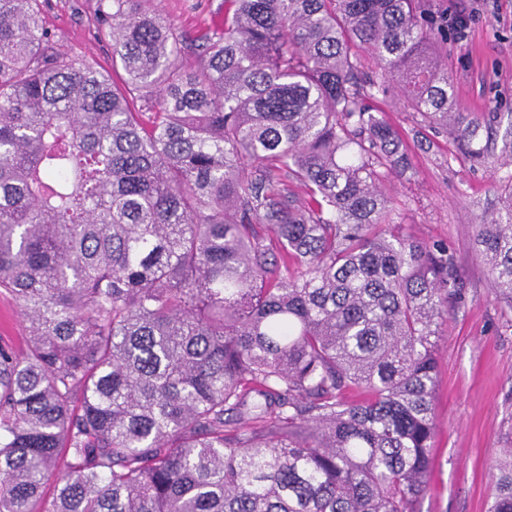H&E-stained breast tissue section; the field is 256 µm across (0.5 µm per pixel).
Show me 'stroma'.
<instances>
[{"instance_id": "1", "label": "stroma", "mask_w": 512, "mask_h": 512, "mask_svg": "<svg viewBox=\"0 0 512 512\" xmlns=\"http://www.w3.org/2000/svg\"><path fill=\"white\" fill-rule=\"evenodd\" d=\"M188 38L218 28L224 0H155ZM97 0H44L42 25L57 49L112 71L107 31L95 19ZM453 109L478 121L488 137L483 157L461 152L450 132L422 122L398 90L376 99L399 132L406 168L387 183L391 220L404 235L446 242L465 287L450 301L437 339V435L429 488L420 512H488L492 466L512 446V310L496 300L487 266L474 248L475 226L498 205L512 164L500 162L501 134L512 121V0L469 22L466 38L449 32Z\"/></svg>"}]
</instances>
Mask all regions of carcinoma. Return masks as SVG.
<instances>
[{"instance_id": "carcinoma-1", "label": "carcinoma", "mask_w": 512, "mask_h": 512, "mask_svg": "<svg viewBox=\"0 0 512 512\" xmlns=\"http://www.w3.org/2000/svg\"><path fill=\"white\" fill-rule=\"evenodd\" d=\"M41 6L0 0V292L29 332L0 344V512L52 479L45 512H419L464 283L448 245L390 230L406 154L371 101L393 82L483 156L448 9L224 0L186 68L154 0H97L120 89ZM475 244L512 308V182ZM494 478L512 512V448Z\"/></svg>"}]
</instances>
